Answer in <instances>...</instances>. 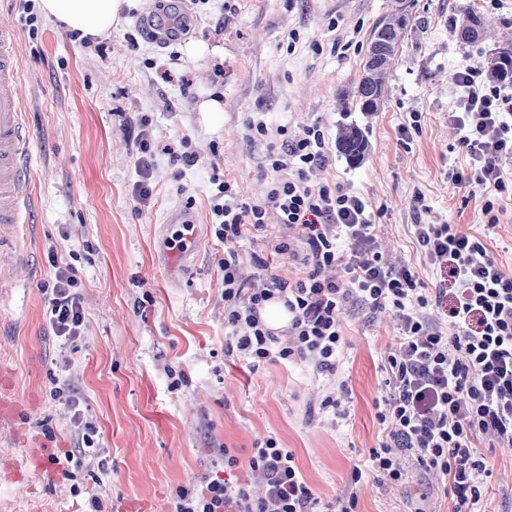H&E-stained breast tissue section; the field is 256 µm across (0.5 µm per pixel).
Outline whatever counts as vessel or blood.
<instances>
[{
  "label": "vessel or blood",
  "mask_w": 512,
  "mask_h": 512,
  "mask_svg": "<svg viewBox=\"0 0 512 512\" xmlns=\"http://www.w3.org/2000/svg\"><path fill=\"white\" fill-rule=\"evenodd\" d=\"M142 27L157 43H171L178 27L149 13ZM17 30L0 22V249L19 245V228L30 222L31 172L24 163L29 133L21 120L22 97L15 57Z\"/></svg>",
  "instance_id": "1"
}]
</instances>
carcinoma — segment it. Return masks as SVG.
Listing matches in <instances>:
<instances>
[{
	"mask_svg": "<svg viewBox=\"0 0 512 512\" xmlns=\"http://www.w3.org/2000/svg\"><path fill=\"white\" fill-rule=\"evenodd\" d=\"M413 24L412 11L404 0H395L393 9L376 22L356 86L340 98L343 115L358 110L369 116L380 111L387 75ZM486 33L485 17L469 8L464 9L461 39L478 42ZM506 69L512 71V48H505L486 59L485 73L490 80H499ZM336 147L352 163L361 162L369 148L365 130L354 123L338 124Z\"/></svg>",
	"mask_w": 512,
	"mask_h": 512,
	"instance_id": "1",
	"label": "carcinoma"
}]
</instances>
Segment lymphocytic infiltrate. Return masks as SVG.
Segmentation results:
<instances>
[{"instance_id": "obj_1", "label": "lymphocytic infiltrate", "mask_w": 512, "mask_h": 512, "mask_svg": "<svg viewBox=\"0 0 512 512\" xmlns=\"http://www.w3.org/2000/svg\"><path fill=\"white\" fill-rule=\"evenodd\" d=\"M457 95L448 119L459 130L466 175L497 194L512 196V178L503 161L512 160V80L489 81L470 66L456 70ZM251 141L266 143L265 171L272 178L261 199L243 201L233 180L213 175L209 220L218 241L246 237L277 215L285 233L273 247L278 255L301 257L304 277L290 283L273 274L245 287L238 253L218 262L224 283V328L228 351L250 366L282 360L315 372H335L343 343L341 313L357 301L390 310L399 336L383 359L391 388L380 420L390 422L389 440L369 453L372 466L401 480V456L413 451L448 483L452 512H483L479 436H493L512 447V276L503 273L484 240L452 224H419L415 234L430 264H451L455 305L447 330L428 314L434 298L408 267L386 266L370 228L374 214L358 194L321 182L329 162L319 124L289 135L287 126L269 130L266 122L247 123ZM343 265L346 281L327 277ZM78 278L73 268L58 269L48 295V321L55 336L71 341L84 323ZM278 299L288 310V326L272 331L262 312ZM249 478L213 480L200 489L180 491L173 512H357L358 497L322 502L307 484L291 451L275 439L256 447ZM264 494L253 497L252 483Z\"/></svg>"}]
</instances>
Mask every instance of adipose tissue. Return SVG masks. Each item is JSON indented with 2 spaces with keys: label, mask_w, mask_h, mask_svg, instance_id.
<instances>
[{
  "label": "adipose tissue",
  "mask_w": 512,
  "mask_h": 512,
  "mask_svg": "<svg viewBox=\"0 0 512 512\" xmlns=\"http://www.w3.org/2000/svg\"><path fill=\"white\" fill-rule=\"evenodd\" d=\"M125 0H40L42 12L65 28L96 36L120 23Z\"/></svg>",
  "instance_id": "adipose-tissue-1"
}]
</instances>
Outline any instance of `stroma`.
Wrapping results in <instances>:
<instances>
[{
    "label": "stroma",
    "mask_w": 512,
    "mask_h": 512,
    "mask_svg": "<svg viewBox=\"0 0 512 512\" xmlns=\"http://www.w3.org/2000/svg\"><path fill=\"white\" fill-rule=\"evenodd\" d=\"M491 22L486 37L456 34L466 0H414L416 23L391 68L380 112L349 119L365 129L366 158L335 151L338 97L354 86L371 30L392 0H171L189 14L181 43L159 45L139 28L157 0H128L121 25L96 37L38 15L27 23L21 0H0V21L18 30L17 56L34 190L27 265L0 290V512H171L179 490L223 477L224 455L247 469L254 448L276 439L325 501L355 489L358 512H450L442 475L405 453L406 474L391 483L375 472L370 449L389 428L379 407L390 396L382 358L398 334L389 312L351 305L335 374L301 363L247 367L225 350V251L246 258V281L260 275L249 253L269 255L278 224L250 239L217 241L209 222L212 174L232 178L244 200L262 195L266 147L247 138L263 114L297 132L320 122L329 182L360 194L376 214L372 235L394 265L414 269L441 294L430 315L448 325L452 281L429 263L418 224H454L482 237L512 274V198L487 225V189L454 184L468 164L448 122L454 72L479 67L512 35V0H473ZM296 40H289V32ZM224 105L213 125L202 99ZM147 130L149 175L137 168V135ZM193 152L182 166L173 153ZM147 180L152 196L134 195ZM191 225L189 257L168 241ZM75 269L85 312L82 335H54L45 285L56 267ZM67 389L79 399L71 410ZM339 396L347 409L322 408ZM95 428V447L74 478L53 456L83 446L74 412ZM490 472L481 487L486 512H512V449L483 438ZM364 478L352 484L353 468Z\"/></svg>",
    "instance_id": "stroma-1"
}]
</instances>
